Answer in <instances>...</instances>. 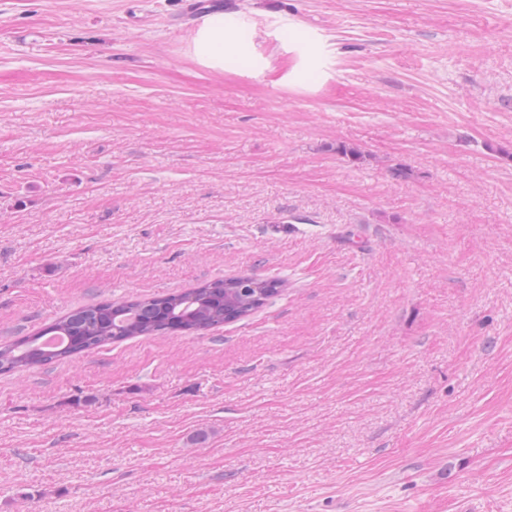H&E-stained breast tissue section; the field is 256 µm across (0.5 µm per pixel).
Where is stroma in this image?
I'll use <instances>...</instances> for the list:
<instances>
[{"label": "stroma", "instance_id": "35a3bbf8", "mask_svg": "<svg viewBox=\"0 0 512 512\" xmlns=\"http://www.w3.org/2000/svg\"><path fill=\"white\" fill-rule=\"evenodd\" d=\"M189 2L0 0V342L285 286L0 374V512H512V0ZM235 26L224 14L206 17L193 42V54L205 67L223 70L224 60L240 53L244 47ZM282 282L257 276L214 279L196 288L134 301H100L75 308L33 336L0 346V371L17 372L138 336L170 332L204 334L241 320L276 296ZM67 336L58 347L40 336Z\"/></svg>", "mask_w": 512, "mask_h": 512}]
</instances>
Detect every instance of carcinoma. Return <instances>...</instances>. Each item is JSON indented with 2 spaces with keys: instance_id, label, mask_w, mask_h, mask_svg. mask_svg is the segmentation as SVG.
I'll use <instances>...</instances> for the list:
<instances>
[{
  "instance_id": "cac0c4a2",
  "label": "carcinoma",
  "mask_w": 512,
  "mask_h": 512,
  "mask_svg": "<svg viewBox=\"0 0 512 512\" xmlns=\"http://www.w3.org/2000/svg\"><path fill=\"white\" fill-rule=\"evenodd\" d=\"M282 282L257 276L214 279L196 288L75 308L33 336L0 346V371L17 372L138 336L204 334L241 320L276 296Z\"/></svg>"
}]
</instances>
